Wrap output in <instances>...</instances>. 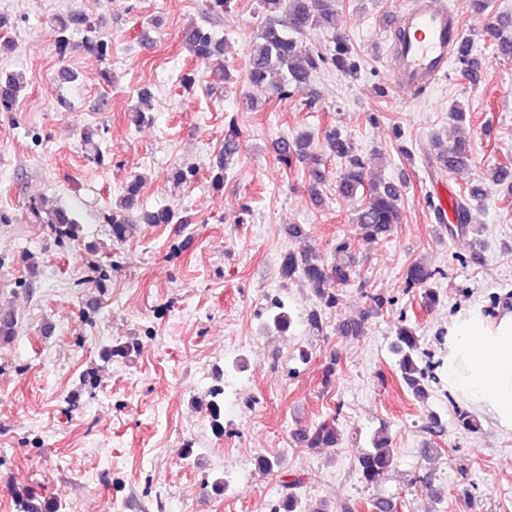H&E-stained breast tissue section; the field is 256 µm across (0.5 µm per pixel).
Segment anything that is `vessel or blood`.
<instances>
[{
	"label": "vessel or blood",
	"instance_id": "1",
	"mask_svg": "<svg viewBox=\"0 0 512 512\" xmlns=\"http://www.w3.org/2000/svg\"><path fill=\"white\" fill-rule=\"evenodd\" d=\"M390 27L405 34L394 48V78L404 88L418 89L446 77L450 58L465 39L458 13L443 0H408Z\"/></svg>",
	"mask_w": 512,
	"mask_h": 512
}]
</instances>
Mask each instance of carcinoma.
I'll list each match as a JSON object with an SVG mask.
<instances>
[{"label": "carcinoma", "instance_id": "carcinoma-1", "mask_svg": "<svg viewBox=\"0 0 512 512\" xmlns=\"http://www.w3.org/2000/svg\"><path fill=\"white\" fill-rule=\"evenodd\" d=\"M259 6L265 16L259 35L260 42L250 53L246 78L253 85L267 84L279 99L305 96V105L313 107L316 99L307 93L314 73L321 67L330 65L345 75L358 73L360 62L347 39L340 33L332 34L333 48L323 54L313 51L303 44L300 36L311 29L331 27L336 15V0H259ZM52 26L58 34V47L61 53L78 49L91 50L106 60L111 55L110 46L104 41L87 40L81 44L70 41L69 30L80 26H90L89 19L71 14L56 17ZM183 40L189 53L197 60L210 64L214 77L224 83L233 82V75L223 64L226 43L218 40L205 29L194 26L188 29ZM493 45L502 56H512V16L496 15L486 20L481 28L473 31V38L467 40L460 51L459 62L465 65L466 75L475 80L480 69V60L473 56L475 41ZM24 89L23 79L15 74L0 75V112H12L18 104ZM450 114L457 123L454 139L443 145L433 142L432 162L437 166L456 170L467 167L473 162L471 136L463 127L465 112L455 103ZM327 154L336 158L341 169L336 176V192L344 198H353L357 193L365 194V202L355 211L351 224L355 234L362 240L374 242L388 237L401 222L398 206L400 194L390 182L364 183V163L355 153L350 140L340 133L330 130L324 135ZM277 160L286 167L294 162L309 163V191L315 199H320L318 185L325 179L324 155L312 149V137L307 132H299L290 137L276 140ZM240 151V130L235 119H230L224 134V149L215 156L211 165L212 184L224 186V178L231 169L233 158ZM143 185L139 174L131 175L122 187L117 208L109 218L110 234L115 242H124L134 236L138 224H171L176 217L171 208H161L155 212L138 211V199ZM484 190L479 184L472 185L464 194L454 200L457 224L444 225L445 231L452 235L456 231L474 229L472 212L482 208ZM47 223L51 225L62 243L75 240L74 214L68 209L57 207L49 212ZM337 259L328 262L314 247H304L299 251L290 250L283 257L281 276L285 281L300 280L310 289L319 307L308 314L307 322L318 332L323 330L321 308H332L339 304L340 288L352 279L355 270V257L351 253L350 240L341 238L336 241ZM435 271L422 261H415L406 270L408 284L420 289L424 307L431 308L439 304L440 291L433 287ZM17 320L6 311L0 314V342H7L16 332ZM267 325L280 333L286 332L292 325V317L285 303L274 298L269 305ZM338 333L345 337H357L363 334V322L357 318H346L338 325ZM140 342L136 338H127L115 345L102 349L100 358L104 361L114 359L131 360L137 356ZM393 353L398 357L400 378L410 394L416 399L428 396L425 371L419 366L420 338L415 327L402 324L396 328L392 343ZM206 403L214 428H222L224 409V387L216 385L210 390ZM293 441L308 448H336L341 438L335 421H323L312 429L298 428L292 433ZM390 438L377 435L372 447L362 452L356 462L359 478L366 484L381 481L394 464L390 450ZM302 484L298 478L287 484L286 492L273 512H325L323 505L310 506L297 493ZM16 512H59L60 504L53 497L42 499L27 484L13 489Z\"/></svg>", "mask_w": 512, "mask_h": 512}]
</instances>
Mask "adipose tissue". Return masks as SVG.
<instances>
[{
	"label": "adipose tissue",
	"instance_id": "adipose-tissue-1",
	"mask_svg": "<svg viewBox=\"0 0 512 512\" xmlns=\"http://www.w3.org/2000/svg\"><path fill=\"white\" fill-rule=\"evenodd\" d=\"M449 392L503 433H512V305L486 314L482 304L449 322L442 358Z\"/></svg>",
	"mask_w": 512,
	"mask_h": 512
}]
</instances>
